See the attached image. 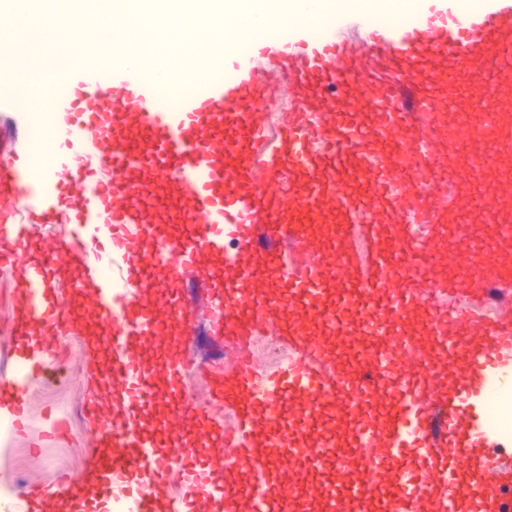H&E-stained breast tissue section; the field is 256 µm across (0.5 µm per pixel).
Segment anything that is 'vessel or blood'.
Returning <instances> with one entry per match:
<instances>
[{"label": "vessel or blood", "instance_id": "vessel-or-blood-1", "mask_svg": "<svg viewBox=\"0 0 512 512\" xmlns=\"http://www.w3.org/2000/svg\"><path fill=\"white\" fill-rule=\"evenodd\" d=\"M275 24L281 35L228 48L203 19L163 54L120 49L108 67L83 27L92 61L50 99L19 102L0 80V110L52 127L51 161L0 153V267L24 292L0 408L23 421L19 380L80 333L74 258L95 282L112 409L87 408L95 461L62 480L66 512H94L92 485L118 512H512L493 404L512 387V307L481 308L512 288V0H417L399 25L357 6ZM149 63L171 70L176 97ZM284 91L272 147L266 115ZM40 224L69 236L33 254ZM209 259L224 264L213 332L227 355L202 366L201 404L177 374L198 334L181 290ZM454 291L472 306L444 308ZM258 336L286 349L277 370ZM158 344L176 366L175 432L143 418ZM350 471L318 497L297 480Z\"/></svg>", "mask_w": 512, "mask_h": 512}]
</instances>
